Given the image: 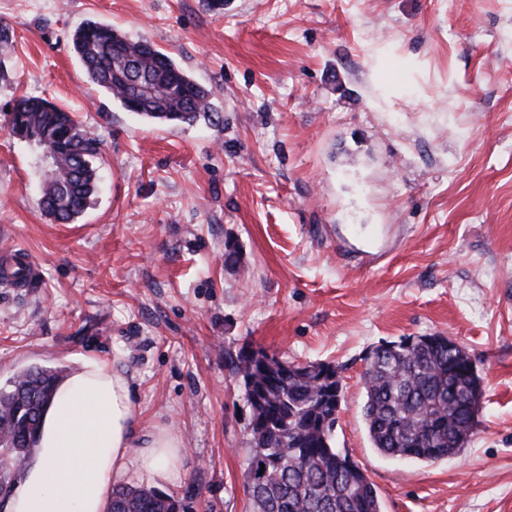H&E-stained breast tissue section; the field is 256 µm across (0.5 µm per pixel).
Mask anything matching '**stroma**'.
Segmentation results:
<instances>
[{
  "label": "stroma",
  "mask_w": 512,
  "mask_h": 512,
  "mask_svg": "<svg viewBox=\"0 0 512 512\" xmlns=\"http://www.w3.org/2000/svg\"><path fill=\"white\" fill-rule=\"evenodd\" d=\"M145 38L221 123L162 125L90 84L70 35ZM0 387L112 363L144 433L176 434L185 512H251L250 408L231 358L342 365L335 431L383 512H512V0H0ZM38 96L102 143L85 212L38 206L42 153L8 114ZM238 260H224L226 248ZM439 333L485 393L462 451L372 448L364 356Z\"/></svg>",
  "instance_id": "stroma-1"
}]
</instances>
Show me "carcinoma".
Returning a JSON list of instances; mask_svg holds the SVG:
<instances>
[{
	"label": "carcinoma",
	"instance_id": "carcinoma-1",
	"mask_svg": "<svg viewBox=\"0 0 512 512\" xmlns=\"http://www.w3.org/2000/svg\"><path fill=\"white\" fill-rule=\"evenodd\" d=\"M88 79L141 118L193 125L214 121L211 90L147 40H132L88 20L71 37ZM135 108H130L132 101ZM11 133L52 153L57 167L42 181L39 207L59 224L86 209L98 183L101 142L74 113L40 97H22ZM250 407L247 464L253 512H382L374 484L348 453L336 448L341 403L339 367L296 363L262 349L233 359ZM61 380L51 369H28L0 387V493L29 458L45 408ZM362 415L372 447L390 458L436 462L458 453L474 435L484 396L471 357L448 337L402 336L365 357ZM109 512H184L174 495L121 485Z\"/></svg>",
	"mask_w": 512,
	"mask_h": 512
}]
</instances>
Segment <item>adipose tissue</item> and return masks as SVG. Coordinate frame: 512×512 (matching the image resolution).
<instances>
[{"label": "adipose tissue", "mask_w": 512, "mask_h": 512, "mask_svg": "<svg viewBox=\"0 0 512 512\" xmlns=\"http://www.w3.org/2000/svg\"><path fill=\"white\" fill-rule=\"evenodd\" d=\"M139 426L128 378L83 358L51 399L33 459L15 476L9 512H109L113 487L133 472L177 484L180 440L160 431L138 444Z\"/></svg>", "instance_id": "adipose-tissue-1"}]
</instances>
